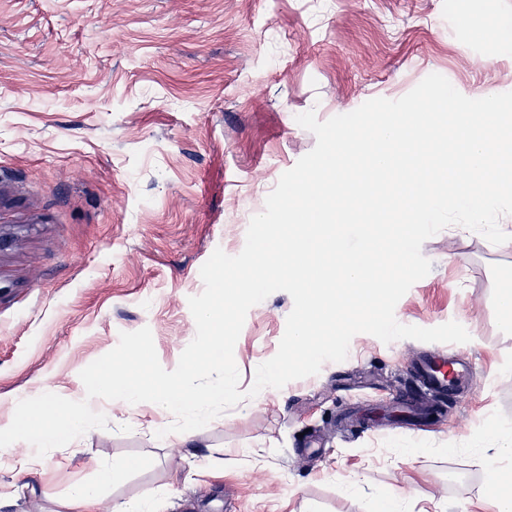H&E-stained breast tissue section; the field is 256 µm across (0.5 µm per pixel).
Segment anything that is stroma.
<instances>
[{
    "label": "stroma",
    "mask_w": 512,
    "mask_h": 512,
    "mask_svg": "<svg viewBox=\"0 0 512 512\" xmlns=\"http://www.w3.org/2000/svg\"><path fill=\"white\" fill-rule=\"evenodd\" d=\"M501 33L477 36L475 16ZM464 96L512 91V0H0V426L18 401L75 399L80 372L123 332L150 328L176 368L196 334L189 297L215 249L239 254L251 218L324 121L427 75ZM430 273L395 308L404 325L449 321L464 344H386L360 333L340 363L262 392L205 428L102 399L107 429L32 454L0 448V512H32L12 484L66 495L125 465L107 498L152 512H491L487 484L512 498V457L486 467L492 428L512 424V248L449 226L426 240ZM293 307L253 306L234 349L240 390L272 358ZM443 350L475 378L443 414L389 430L369 412L414 386L412 356ZM165 437H157V430Z\"/></svg>",
    "instance_id": "obj_1"
}]
</instances>
